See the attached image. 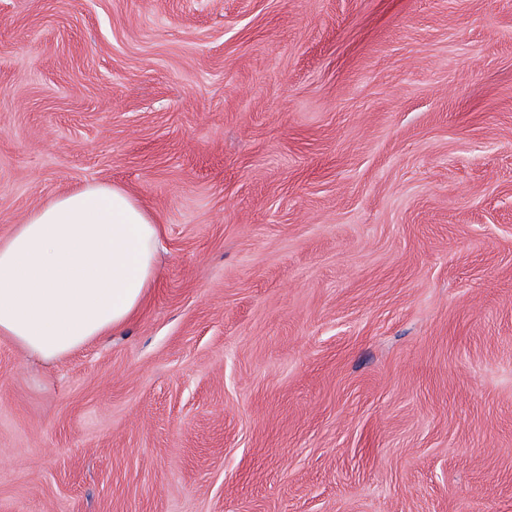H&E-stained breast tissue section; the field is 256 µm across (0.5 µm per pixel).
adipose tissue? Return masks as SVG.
I'll return each instance as SVG.
<instances>
[{
  "label": "adipose tissue",
  "instance_id": "1",
  "mask_svg": "<svg viewBox=\"0 0 512 512\" xmlns=\"http://www.w3.org/2000/svg\"><path fill=\"white\" fill-rule=\"evenodd\" d=\"M160 226L126 188L91 182L0 238V338L51 361L127 325L159 276Z\"/></svg>",
  "mask_w": 512,
  "mask_h": 512
}]
</instances>
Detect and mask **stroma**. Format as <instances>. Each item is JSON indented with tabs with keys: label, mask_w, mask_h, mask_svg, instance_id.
I'll return each mask as SVG.
<instances>
[{
	"label": "stroma",
	"mask_w": 512,
	"mask_h": 512,
	"mask_svg": "<svg viewBox=\"0 0 512 512\" xmlns=\"http://www.w3.org/2000/svg\"><path fill=\"white\" fill-rule=\"evenodd\" d=\"M92 181L159 280L0 338V512H512V0H0V237Z\"/></svg>",
	"instance_id": "1"
}]
</instances>
